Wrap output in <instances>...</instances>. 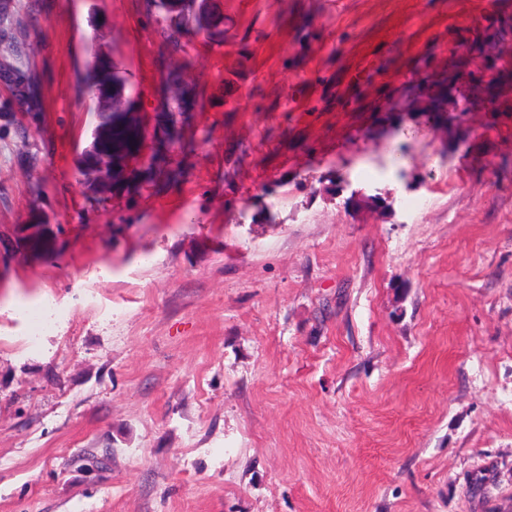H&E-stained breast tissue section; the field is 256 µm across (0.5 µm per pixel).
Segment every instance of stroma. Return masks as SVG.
<instances>
[{
    "label": "stroma",
    "instance_id": "35a3bbf8",
    "mask_svg": "<svg viewBox=\"0 0 512 512\" xmlns=\"http://www.w3.org/2000/svg\"><path fill=\"white\" fill-rule=\"evenodd\" d=\"M194 9L0 0V512H512V0ZM118 80L112 71V64L97 56H94V61L88 64L85 72L79 77V87L94 102L93 106L89 107V112H96V115L99 112H112L100 114L101 120L112 123V130L110 127H101V121H99L92 131V142L85 149V165L82 169L85 180L97 178L98 181H102L106 174L108 158L97 150L100 138L108 139L112 148V136L120 135L122 133L120 128L137 124V120L132 115V112H136L135 105L127 98L112 100L109 106L101 108L102 98L110 95L113 82ZM33 327L30 329L27 344L33 346L37 343L39 336L47 331L53 324L55 318V307L50 301H44L31 312Z\"/></svg>",
    "mask_w": 512,
    "mask_h": 512
}]
</instances>
